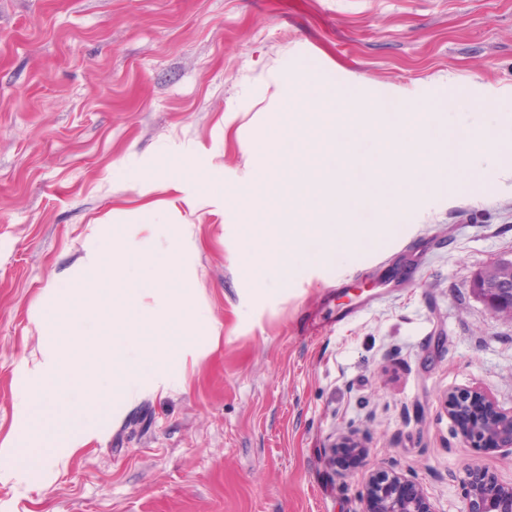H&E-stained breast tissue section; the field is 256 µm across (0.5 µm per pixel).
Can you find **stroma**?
<instances>
[{
  "mask_svg": "<svg viewBox=\"0 0 512 512\" xmlns=\"http://www.w3.org/2000/svg\"><path fill=\"white\" fill-rule=\"evenodd\" d=\"M302 86L448 103L425 120L435 140L446 116L512 138V0H0V441L44 342L43 290L70 287L100 217L118 215L116 248L153 261L176 227L169 211L136 223L140 178L172 182L165 204L224 169L189 250L219 346L180 367L177 391L114 407L43 492L0 485V512H362L358 470L330 451L349 433L436 512H463L469 452L440 399L480 387L512 408V320L472 291L512 260V163L493 146L466 155L482 172L466 193L449 171L402 208L377 205V246L261 279L237 263L235 193L246 150Z\"/></svg>",
  "mask_w": 512,
  "mask_h": 512,
  "instance_id": "obj_1",
  "label": "stroma"
}]
</instances>
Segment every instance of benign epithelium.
<instances>
[{
    "label": "benign epithelium",
    "instance_id": "7a95c632",
    "mask_svg": "<svg viewBox=\"0 0 512 512\" xmlns=\"http://www.w3.org/2000/svg\"><path fill=\"white\" fill-rule=\"evenodd\" d=\"M483 301L492 310L512 307V283L483 278ZM441 408L457 426L465 447L477 453L484 448L512 452V408L499 407L482 388L449 391L441 398ZM333 448H352L358 455L362 512H436L421 484L412 476L390 468H367L371 448L350 435L340 438ZM459 486L465 512H512V483L498 474L469 462L462 468Z\"/></svg>",
    "mask_w": 512,
    "mask_h": 512
}]
</instances>
